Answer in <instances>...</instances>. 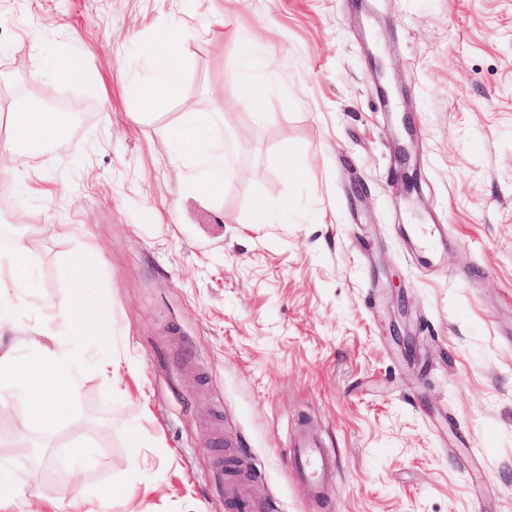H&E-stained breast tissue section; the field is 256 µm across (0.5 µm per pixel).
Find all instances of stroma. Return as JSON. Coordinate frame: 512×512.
I'll use <instances>...</instances> for the list:
<instances>
[{"mask_svg": "<svg viewBox=\"0 0 512 512\" xmlns=\"http://www.w3.org/2000/svg\"><path fill=\"white\" fill-rule=\"evenodd\" d=\"M171 20L186 65L143 116ZM48 45L78 78L33 79ZM32 99L73 121L0 175V253L22 238L36 282L16 336L85 279L101 312L48 342L79 380L52 431L0 408L21 500L226 512L234 468L280 512H512V0H0V113ZM190 112L224 116L214 195L172 160ZM300 421L336 457L317 492Z\"/></svg>", "mask_w": 512, "mask_h": 512, "instance_id": "35a3bbf8", "label": "stroma"}]
</instances>
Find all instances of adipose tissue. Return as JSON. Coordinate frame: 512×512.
I'll list each match as a JSON object with an SVG mask.
<instances>
[{
	"label": "adipose tissue",
	"instance_id": "1",
	"mask_svg": "<svg viewBox=\"0 0 512 512\" xmlns=\"http://www.w3.org/2000/svg\"><path fill=\"white\" fill-rule=\"evenodd\" d=\"M160 52L156 75L160 91L143 92L140 106L153 111L163 107L168 94L174 93L179 75L185 65L181 52L178 26L168 23L160 28L157 37ZM12 138L0 144V152L10 158V173H19L31 148L44 145H63L70 125L66 112H44L30 105L16 108L10 114ZM215 120L211 115L200 114L180 127L179 139L198 147L199 152L188 164L187 188L191 192L212 195L219 191L225 176L223 170L224 142L214 135ZM9 291L0 292V385L15 390L23 399L29 417L37 427L50 430L58 421V402L61 397L76 390V379L67 358L50 352L44 343L49 325L76 328L84 324L90 312L96 309L94 300H87L85 307L74 312L45 311L35 323L37 338L31 339L25 359H18L6 345V336L12 335L19 305L30 288L35 285L33 269L22 242H15L6 256Z\"/></svg>",
	"mask_w": 512,
	"mask_h": 512
}]
</instances>
